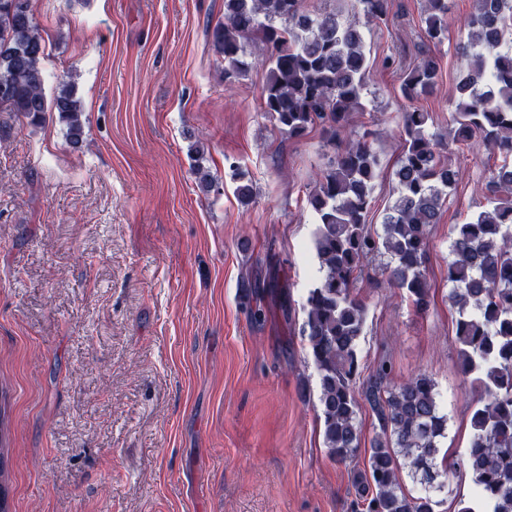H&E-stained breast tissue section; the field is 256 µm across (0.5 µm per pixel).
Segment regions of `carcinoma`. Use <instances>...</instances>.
<instances>
[{"label": "carcinoma", "mask_w": 512, "mask_h": 512, "mask_svg": "<svg viewBox=\"0 0 512 512\" xmlns=\"http://www.w3.org/2000/svg\"><path fill=\"white\" fill-rule=\"evenodd\" d=\"M303 0H224V21L209 29L224 58V82L233 84L251 67L246 45L260 40L267 71L262 110L288 138L321 129L335 152L321 171L307 204L316 217L312 248L318 276L307 292L301 334L318 378L319 419L328 456L354 460L361 448L358 415L369 407L375 438L367 466L356 475L353 512H438L433 489L442 488L454 463H436L448 429L434 380L419 373L395 385L393 367L380 360L362 376L359 345L367 307L355 293L365 261L386 253L380 268L387 288L407 294L416 311L430 305L426 276L430 233L459 171L442 159L453 144L502 157L492 170L490 206L454 225L449 248L450 299L457 308L455 341L463 373L480 392L471 412V437L462 465L475 486L457 512H512V46L505 45L512 0H474L461 23L458 44L465 75L448 129L428 131L431 113L417 105L439 71L437 57L421 50L404 73L400 91V156L392 176L397 191L382 232L368 216L380 163L366 136L350 133V115L366 85L368 60L359 25L334 10L309 12ZM368 23L384 19L389 0H357ZM425 32L437 47L448 39V0H425ZM46 44L34 23V0H0V109L36 124L57 115L70 141L82 139V105L73 87L44 91L41 62ZM243 203L253 186L235 170ZM407 465L416 494L405 491Z\"/></svg>", "instance_id": "obj_1"}]
</instances>
